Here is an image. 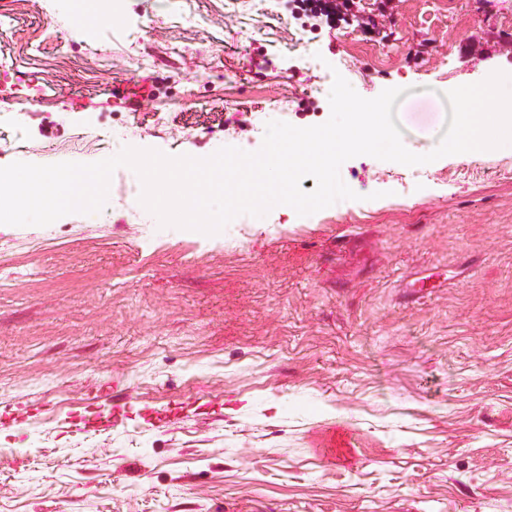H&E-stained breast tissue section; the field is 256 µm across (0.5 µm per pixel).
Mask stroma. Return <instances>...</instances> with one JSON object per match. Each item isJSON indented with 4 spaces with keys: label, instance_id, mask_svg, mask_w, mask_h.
Returning <instances> with one entry per match:
<instances>
[{
    "label": "stroma",
    "instance_id": "obj_1",
    "mask_svg": "<svg viewBox=\"0 0 512 512\" xmlns=\"http://www.w3.org/2000/svg\"><path fill=\"white\" fill-rule=\"evenodd\" d=\"M101 7L111 30L78 34L71 0H0V48L44 87L0 166L100 161L87 132L255 151L268 121L326 122L337 73L409 88L421 154L442 91L512 74V0H392L372 41L276 0ZM340 177L356 199L212 236L134 206L125 166L99 212L0 224V512H512V148ZM342 431L348 466L321 453Z\"/></svg>",
    "mask_w": 512,
    "mask_h": 512
}]
</instances>
